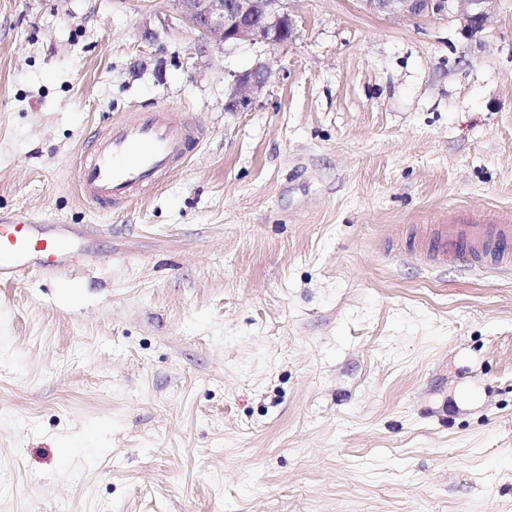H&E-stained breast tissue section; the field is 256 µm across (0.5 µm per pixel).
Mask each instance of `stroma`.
Wrapping results in <instances>:
<instances>
[{
    "instance_id": "obj_1",
    "label": "stroma",
    "mask_w": 512,
    "mask_h": 512,
    "mask_svg": "<svg viewBox=\"0 0 512 512\" xmlns=\"http://www.w3.org/2000/svg\"><path fill=\"white\" fill-rule=\"evenodd\" d=\"M285 7L276 48L176 0H0V224L72 244L0 282V512H512V271L408 254L512 211V0L472 37ZM161 106L191 158L87 202L92 142ZM268 72L267 64L258 62L249 69L231 73L232 80L224 100L225 111L246 112L251 109L266 85Z\"/></svg>"
}]
</instances>
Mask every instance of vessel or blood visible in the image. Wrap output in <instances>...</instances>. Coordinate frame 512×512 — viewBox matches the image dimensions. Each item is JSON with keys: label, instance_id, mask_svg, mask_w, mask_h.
I'll return each mask as SVG.
<instances>
[{"label": "vessel or blood", "instance_id": "vessel-or-blood-1", "mask_svg": "<svg viewBox=\"0 0 512 512\" xmlns=\"http://www.w3.org/2000/svg\"><path fill=\"white\" fill-rule=\"evenodd\" d=\"M198 139L164 108L112 124L83 160L78 190L92 202H120L130 192L158 183L173 164L188 158ZM69 247L67 241L44 238L34 225L0 224V280L14 279L41 256L63 257ZM416 255L434 267L511 269L512 215L465 213L428 225Z\"/></svg>", "mask_w": 512, "mask_h": 512}]
</instances>
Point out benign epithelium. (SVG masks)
<instances>
[{
    "instance_id": "7a95c632",
    "label": "benign epithelium",
    "mask_w": 512,
    "mask_h": 512,
    "mask_svg": "<svg viewBox=\"0 0 512 512\" xmlns=\"http://www.w3.org/2000/svg\"><path fill=\"white\" fill-rule=\"evenodd\" d=\"M367 9L387 16L422 17L443 14L461 23L473 36L482 32L497 0H363ZM181 18L203 34L222 43L260 39L272 46L287 44L294 20L283 0H177ZM269 68L258 62L231 73L224 111L246 112L264 89Z\"/></svg>"
}]
</instances>
